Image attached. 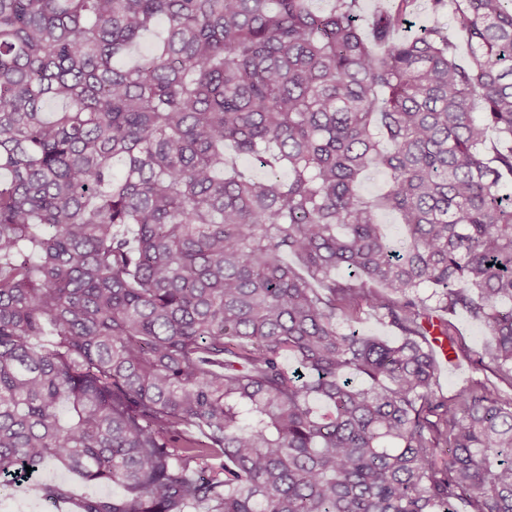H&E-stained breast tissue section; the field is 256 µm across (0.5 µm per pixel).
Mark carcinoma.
Instances as JSON below:
<instances>
[{
  "label": "carcinoma",
  "instance_id": "1",
  "mask_svg": "<svg viewBox=\"0 0 512 512\" xmlns=\"http://www.w3.org/2000/svg\"><path fill=\"white\" fill-rule=\"evenodd\" d=\"M510 181L512 0H0V487L512 512V394L438 395L430 331L512 387ZM461 332L462 343L468 352V359H460L461 365L453 367L439 366L440 384L444 396L449 397L458 386L465 384L471 378H484L485 372L479 370L481 359L487 361L485 349L490 344L488 330L480 324L471 322L468 317L458 312L450 318Z\"/></svg>",
  "mask_w": 512,
  "mask_h": 512
}]
</instances>
